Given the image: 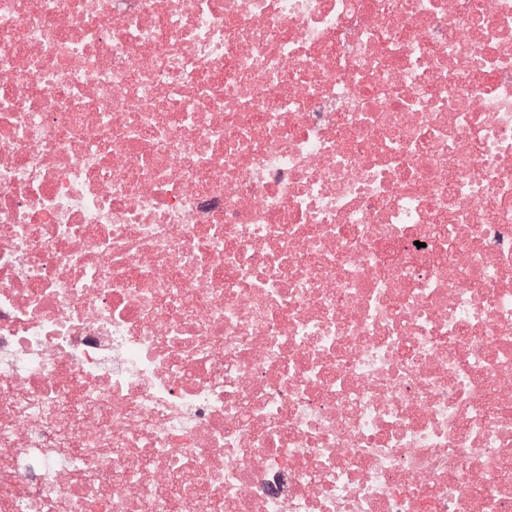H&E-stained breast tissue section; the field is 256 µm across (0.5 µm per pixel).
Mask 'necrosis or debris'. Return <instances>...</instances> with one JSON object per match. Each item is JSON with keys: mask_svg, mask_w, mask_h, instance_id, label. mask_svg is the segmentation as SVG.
Wrapping results in <instances>:
<instances>
[{"mask_svg": "<svg viewBox=\"0 0 512 512\" xmlns=\"http://www.w3.org/2000/svg\"><path fill=\"white\" fill-rule=\"evenodd\" d=\"M0 512H512V0H0Z\"/></svg>", "mask_w": 512, "mask_h": 512, "instance_id": "4bbe7bcc", "label": "necrosis or debris"}]
</instances>
